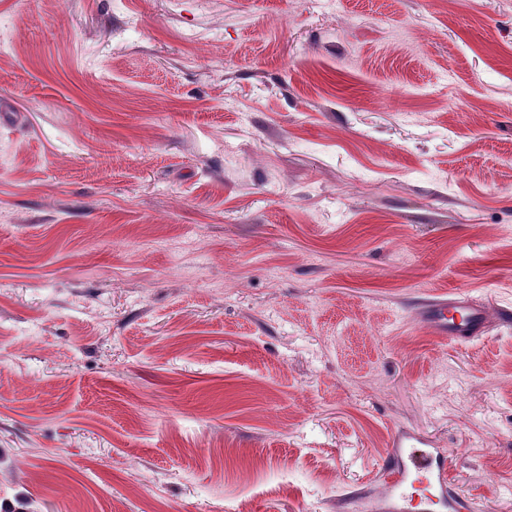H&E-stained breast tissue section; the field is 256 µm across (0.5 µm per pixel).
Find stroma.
<instances>
[{"instance_id": "stroma-1", "label": "stroma", "mask_w": 512, "mask_h": 512, "mask_svg": "<svg viewBox=\"0 0 512 512\" xmlns=\"http://www.w3.org/2000/svg\"><path fill=\"white\" fill-rule=\"evenodd\" d=\"M0 98V512H512V0H0ZM426 312L434 333L457 343L483 336L488 325L487 313L464 297L431 301ZM425 441L407 432L395 435L392 450L382 464L391 479L385 483L377 508L386 512H448L469 510L468 501L448 481V456L441 448H430ZM415 483L425 485L418 494ZM412 490V491H411ZM415 496L418 502L414 504Z\"/></svg>"}]
</instances>
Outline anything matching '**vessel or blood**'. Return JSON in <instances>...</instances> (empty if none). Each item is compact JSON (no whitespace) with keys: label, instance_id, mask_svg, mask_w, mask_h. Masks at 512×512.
Here are the masks:
<instances>
[{"label":"vessel or blood","instance_id":"obj_1","mask_svg":"<svg viewBox=\"0 0 512 512\" xmlns=\"http://www.w3.org/2000/svg\"><path fill=\"white\" fill-rule=\"evenodd\" d=\"M428 323L435 334L466 342L485 334L487 313L464 297L429 302ZM389 479L378 504L380 512H467L468 501L448 481V456L406 432L395 435L382 464ZM426 491L415 494V484Z\"/></svg>","mask_w":512,"mask_h":512}]
</instances>
